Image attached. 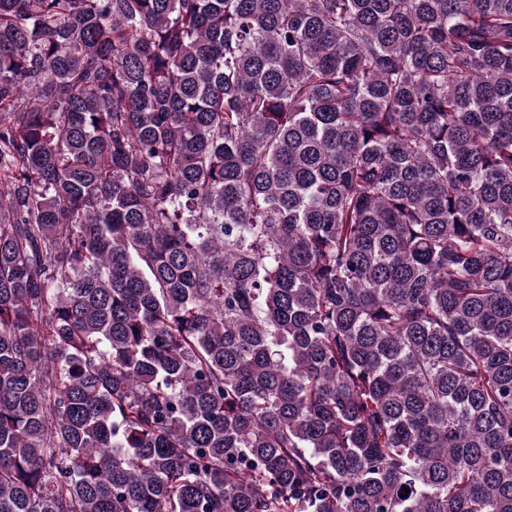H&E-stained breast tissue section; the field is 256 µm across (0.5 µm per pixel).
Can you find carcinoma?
<instances>
[{"mask_svg":"<svg viewBox=\"0 0 512 512\" xmlns=\"http://www.w3.org/2000/svg\"><path fill=\"white\" fill-rule=\"evenodd\" d=\"M0 512H512V0H0Z\"/></svg>","mask_w":512,"mask_h":512,"instance_id":"1","label":"carcinoma"}]
</instances>
